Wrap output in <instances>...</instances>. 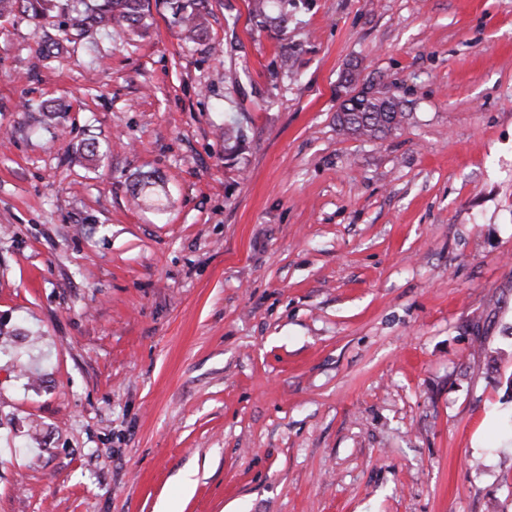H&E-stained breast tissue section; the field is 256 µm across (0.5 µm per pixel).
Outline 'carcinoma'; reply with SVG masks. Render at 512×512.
I'll use <instances>...</instances> for the list:
<instances>
[{
  "label": "carcinoma",
  "instance_id": "obj_1",
  "mask_svg": "<svg viewBox=\"0 0 512 512\" xmlns=\"http://www.w3.org/2000/svg\"><path fill=\"white\" fill-rule=\"evenodd\" d=\"M43 18L51 11L53 0H0V16L17 6ZM298 8V0H248V13L261 30L273 32L279 42L280 67L294 65L300 49L297 41L288 37V21ZM209 0H175L173 25L180 40L201 44L209 38ZM149 0H99L93 7L72 18V26L87 34L109 26L129 38L140 37L150 26ZM344 98L336 111V128L342 135L381 139L397 130L405 118L400 102L374 89L370 83H359L357 69L347 71Z\"/></svg>",
  "mask_w": 512,
  "mask_h": 512
}]
</instances>
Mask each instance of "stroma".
<instances>
[{
	"label": "stroma",
	"instance_id": "35a3bbf8",
	"mask_svg": "<svg viewBox=\"0 0 512 512\" xmlns=\"http://www.w3.org/2000/svg\"><path fill=\"white\" fill-rule=\"evenodd\" d=\"M210 2L0 18V512H512V0ZM150 0H99L98 4L78 13L71 19L72 27L87 34L100 27L109 26L118 34L140 37L150 26ZM184 2V3H182ZM209 0H176L173 25L180 40L201 44L209 38ZM247 7L259 30L273 32L279 42L280 67L288 71L300 49L297 41L288 38V21L298 8V0H248ZM358 83L357 69H349L341 85L345 95L336 111L338 132L381 139L397 130L406 115L400 109V102L395 97L383 96L367 82L358 89Z\"/></svg>",
	"mask_w": 512,
	"mask_h": 512
}]
</instances>
